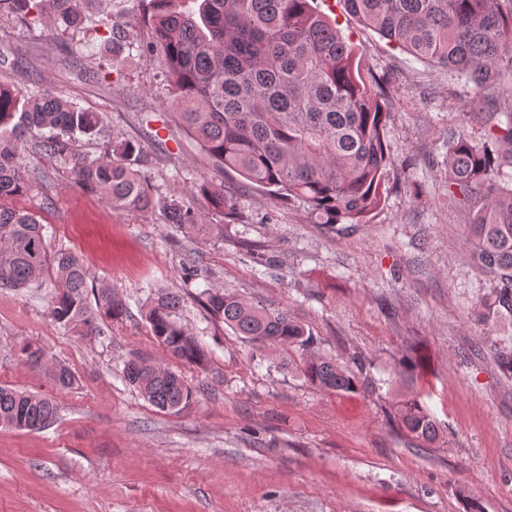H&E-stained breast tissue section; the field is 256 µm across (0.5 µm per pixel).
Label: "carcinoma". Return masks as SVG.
I'll return each instance as SVG.
<instances>
[{
    "label": "carcinoma",
    "mask_w": 512,
    "mask_h": 512,
    "mask_svg": "<svg viewBox=\"0 0 512 512\" xmlns=\"http://www.w3.org/2000/svg\"><path fill=\"white\" fill-rule=\"evenodd\" d=\"M197 4L195 9L184 3ZM86 0H0L17 18L77 35L95 27L114 48H128L112 17L83 12ZM344 10L415 57L447 67L473 85V107L484 111L476 138L448 127L442 166L448 204L463 208L475 242L473 263L491 281L487 299L512 315V0H342ZM314 0H150L152 40L143 56L163 51L171 106L220 173L236 172L278 200L299 201L315 224H360L385 202L387 103L376 77L364 76L355 46ZM498 87V96L481 97ZM100 116L56 89L25 94L0 82V288L29 287L44 274L59 283L50 314L80 336H96L98 318L118 320L122 301L102 284L89 289L88 270L75 252H51L35 215L3 201L28 189L21 154L28 141L69 162L75 180L94 189L113 211H158L187 236L210 235L238 220L224 181L202 179L191 193L207 204L199 212L183 198H157L141 170L143 150L115 138L103 155L74 152L78 135H94ZM96 306H91L89 295ZM210 313L258 347L296 346L300 371L311 385L346 395L366 380L329 357L310 352L311 335L288 313L272 311L220 289L202 292ZM181 295L155 298L146 318L162 350L188 364H204L196 336L176 320ZM64 389L76 382L64 365L51 370ZM125 380L162 411L179 412L193 398L183 377L142 358L124 364ZM49 397L0 386V426L36 431L50 425ZM393 421L417 446L439 438L435 420L412 397L397 404Z\"/></svg>",
    "instance_id": "obj_1"
}]
</instances>
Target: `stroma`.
I'll list each match as a JSON object with an SVG mask.
<instances>
[{
	"mask_svg": "<svg viewBox=\"0 0 512 512\" xmlns=\"http://www.w3.org/2000/svg\"><path fill=\"white\" fill-rule=\"evenodd\" d=\"M363 70L382 78L391 103L385 170L391 192L367 223H311L302 204L282 203L237 173L225 175L240 221L191 240L156 212H113L76 184L71 166L26 146V194L13 207L37 216L52 249L82 254L91 284H109L128 313L79 337L49 314L57 285L0 288V385L40 393L58 415L39 431L0 426V512H465L463 493L485 512H512V372L502 352L512 319L484 304L489 283L472 265L465 213L448 205L441 162L449 126L477 133L470 84L415 59L322 0ZM130 41L151 30L143 0H93ZM69 34L0 16V80L25 92L50 85L99 113L102 130L78 137L76 153L102 155L112 137L147 145L144 166L159 196L195 209L192 181L216 177L211 160L178 125L158 59L112 54L87 33L90 73L70 60ZM193 256L201 279L185 284ZM227 289L288 312L311 333L312 352L361 368L368 393L337 396L307 383L296 348H257L210 316L194 295ZM181 292L179 320L207 359L168 356L151 334L146 306ZM48 365L31 367L24 346ZM144 358L182 374L195 391L163 412L123 377ZM77 382L63 389L49 367ZM420 400L440 426L417 448L392 422L400 399Z\"/></svg>",
	"mask_w": 512,
	"mask_h": 512,
	"instance_id": "1",
	"label": "stroma"
}]
</instances>
